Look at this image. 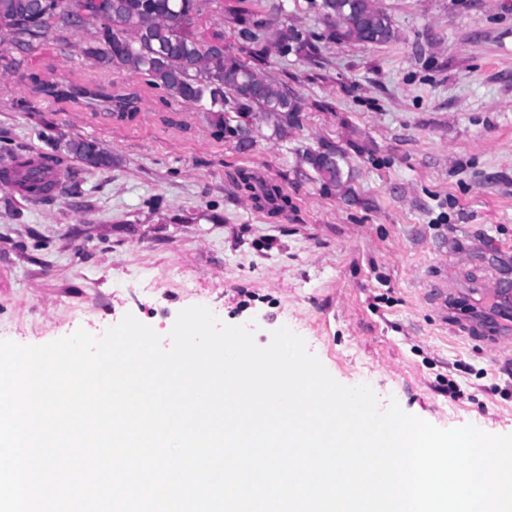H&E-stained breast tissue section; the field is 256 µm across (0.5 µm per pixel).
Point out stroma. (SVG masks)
<instances>
[{
  "label": "stroma",
  "instance_id": "stroma-1",
  "mask_svg": "<svg viewBox=\"0 0 512 512\" xmlns=\"http://www.w3.org/2000/svg\"><path fill=\"white\" fill-rule=\"evenodd\" d=\"M288 22L321 36L318 61L270 53L301 99L285 136L253 121L252 146L219 136L204 107L144 76L99 67L76 28L32 50L0 46V169L40 151L78 183L44 201L0 184V340L42 345L124 315L169 334L184 308L245 325L258 345L288 327L346 386L432 425L512 434V0H380L397 37L329 41L307 0ZM135 93L103 100L39 92ZM92 140L109 168L68 150ZM335 146L342 180L304 161ZM277 184L256 205L241 173Z\"/></svg>",
  "mask_w": 512,
  "mask_h": 512
}]
</instances>
